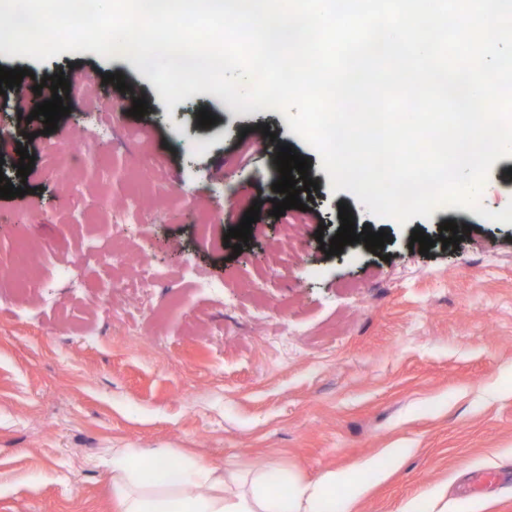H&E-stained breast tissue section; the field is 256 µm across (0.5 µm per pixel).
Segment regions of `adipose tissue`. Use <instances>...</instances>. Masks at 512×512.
Here are the masks:
<instances>
[{
	"label": "adipose tissue",
	"mask_w": 512,
	"mask_h": 512,
	"mask_svg": "<svg viewBox=\"0 0 512 512\" xmlns=\"http://www.w3.org/2000/svg\"><path fill=\"white\" fill-rule=\"evenodd\" d=\"M217 466L195 462L170 476L167 463L149 453L129 454L114 476L117 512H336L337 487L358 499L365 485L359 471L332 473L314 485L285 480L271 484L257 476L249 491L205 495L201 485L221 483Z\"/></svg>",
	"instance_id": "ef3b65f1"
}]
</instances>
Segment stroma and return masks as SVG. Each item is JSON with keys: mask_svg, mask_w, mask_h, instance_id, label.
<instances>
[{"mask_svg": "<svg viewBox=\"0 0 512 512\" xmlns=\"http://www.w3.org/2000/svg\"><path fill=\"white\" fill-rule=\"evenodd\" d=\"M89 77L58 128L20 119L0 94V512H114L117 450L176 468L200 459L245 486L257 471L311 483L365 466L353 512H512V224L460 208L407 224L331 192L319 155L281 113L233 110L211 93L166 108L128 58L64 52L0 66ZM155 104L130 116L106 73ZM216 116L198 124L199 110ZM85 149L76 159L54 142ZM309 158L306 210L272 216L279 146ZM35 161L17 174V147ZM137 197L152 224L112 229ZM262 221L225 246L253 202ZM356 228L389 233L326 256L339 204ZM512 203V159L484 184ZM218 212L222 222L210 223ZM468 225L458 248L409 246L419 229ZM37 255V287L10 279L15 250ZM494 469L500 488L466 491Z\"/></svg>", "mask_w": 512, "mask_h": 512, "instance_id": "stroma-1", "label": "stroma"}]
</instances>
